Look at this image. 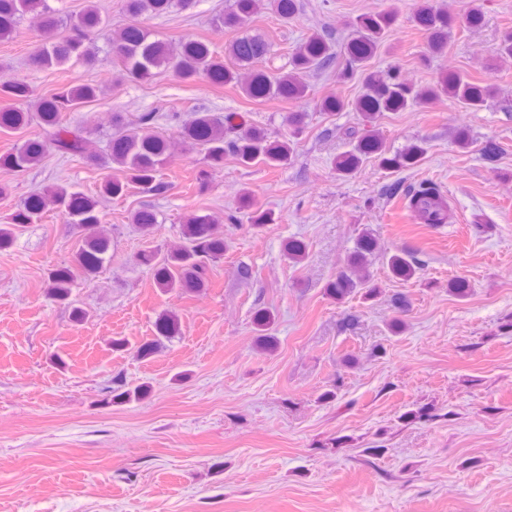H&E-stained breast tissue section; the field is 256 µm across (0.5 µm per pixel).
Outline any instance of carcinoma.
Listing matches in <instances>:
<instances>
[{
  "instance_id": "obj_1",
  "label": "carcinoma",
  "mask_w": 512,
  "mask_h": 512,
  "mask_svg": "<svg viewBox=\"0 0 512 512\" xmlns=\"http://www.w3.org/2000/svg\"><path fill=\"white\" fill-rule=\"evenodd\" d=\"M190 6V0H124L123 9L130 19L112 39V46L121 51L120 66L115 79L132 77L148 79L155 73L167 71L182 81H206L215 86L234 85L250 101L264 102L280 99L304 100L310 86L305 76L311 71L330 67L336 59L332 42L316 33L299 44L291 54V70L286 76L255 72L243 81L239 68L259 62L270 51L269 42L260 34H245L229 47L232 65H227L209 43L190 39L173 47L154 37L144 20L159 17L172 8ZM300 0H234L230 11L218 18L226 28H238L248 19L264 10L273 11L283 22H288L299 10ZM29 16L35 19L44 34L61 27L68 34L41 42L31 56L38 69H59L70 63H90L95 59V47L90 35L103 26L97 7L90 3L75 18L65 19L48 4V0H0V41L13 39L20 21ZM414 21L428 32V51L438 55L448 46L452 25L448 11L434 0H419ZM395 13L378 11L360 18L354 36L346 46L343 76L360 78V94L355 110L361 116L362 127L351 131L354 143L351 149L338 155L334 161L339 177H350L368 159L386 170L411 169L422 161L424 142L415 140L405 148L391 152L380 136L377 118L385 112H405L416 105L434 99L446 98L461 108L477 112L495 87L475 80L464 72H442L428 85L406 84L398 80L391 69L371 70L368 64L389 37ZM103 92L96 84H75L47 96L36 97L31 86L19 80L0 81V99L7 104L0 108V131L16 132L32 122L40 123L47 131V139H27L0 155V166L22 171L38 165L50 147L62 154H82L85 140L62 122V113L70 112L95 100ZM236 114L229 112L220 118L207 110L197 109L192 119L181 126L180 137L190 151H200L209 169H201L197 180L206 186L211 172L224 164V156H231L238 165L250 168L264 164L269 168H284L291 164L296 148V134L304 126V113L289 112L284 116L288 135L273 139L257 126L233 123ZM157 115L146 113L139 118L137 128L111 138L104 157L91 160L106 167L121 169L125 179H106L101 182L97 196H88L56 184L32 194L21 201L0 223V250L10 248L14 229L23 224H35L49 210L63 215L66 223L75 224L86 234L81 246L69 263L49 273V293L57 302L69 300L77 279L94 277L111 259L109 234L101 229L100 199L118 198L134 187L145 193L164 189L160 173L168 159V141L158 134L153 125ZM405 208L421 224H447L452 219L448 202L431 186L420 185L406 189ZM157 222L156 214L147 208L133 213L132 223L144 233ZM182 242L164 253L143 252L138 263L152 270L158 288L164 292H196L208 283L209 262L224 256V237L215 231L209 215L191 214L182 225ZM377 248V240L365 231L356 240L346 267L330 284L328 292L337 299L360 293L370 299L377 295L368 273V256ZM386 264L390 273L408 280L418 274L420 260L410 251L389 255ZM274 321L269 311L260 309L254 318L260 345L273 347V337L266 334ZM159 337L170 339L180 334L178 314L167 311L156 321ZM149 386L140 384L112 395V402L123 403L144 398Z\"/></svg>"
}]
</instances>
